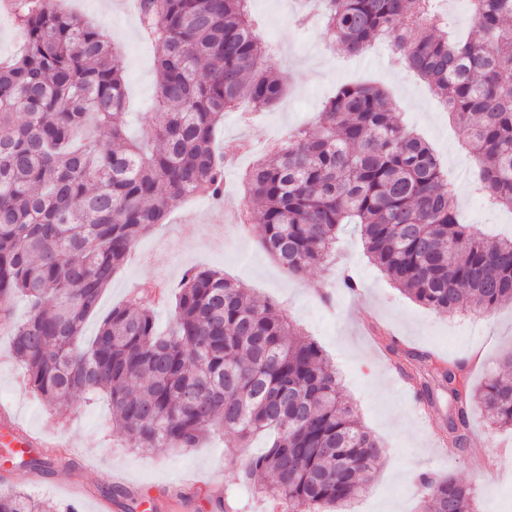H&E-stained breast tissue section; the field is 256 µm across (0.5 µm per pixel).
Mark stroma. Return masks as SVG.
<instances>
[{
    "mask_svg": "<svg viewBox=\"0 0 512 512\" xmlns=\"http://www.w3.org/2000/svg\"><path fill=\"white\" fill-rule=\"evenodd\" d=\"M63 8L83 17L104 19V33L124 63L131 136L147 130L156 87L155 45L141 39L129 0H63ZM298 0H250V10L269 49V66L281 75L286 92L264 112L241 104L227 112L216 132L215 147L229 165L224 199L193 197L172 204L164 223L138 240L140 264L120 267L85 323V337L97 333L113 307L124 304L147 280L168 283L163 300L152 301L159 330L170 326L177 287L192 269H218L248 296L281 309L314 339L341 375V396L361 422L382 442L386 453L372 488L354 512H418L413 478L421 472L454 477L475 490L478 512H512V467L501 455L512 450V430L471 419L469 447L461 451L439 441L436 429L451 409L447 393L435 408L420 414L416 400L404 394L389 361L368 331L377 324L401 344L430 351L461 366L470 388L483 386L512 352V305L484 317L461 308L446 315L413 301L373 265L359 231L346 225L339 234V257L296 276L264 249L258 219L248 229L218 222L221 205L240 206L241 177L254 159L283 143L290 131L314 126L323 102L340 83L383 88L406 125L418 133L455 182L454 204L464 223L485 235H512V211L486 206L471 190L475 163L447 110L428 84L404 74L375 42L371 52L349 57L330 52L332 36L321 18L309 29L290 21ZM350 269L361 288L340 286L341 269ZM11 338L0 333V408L13 421L38 434L73 464L37 475L0 449V478L21 491L52 501L65 512H95L106 474L120 475L130 498L112 501L109 512H224V494L233 492L234 512H267V503L240 486L224 464V444L214 439L200 447L136 452L116 446L118 431L105 396L74 399L63 417L50 416L23 382L24 369L10 354Z\"/></svg>",
    "mask_w": 512,
    "mask_h": 512,
    "instance_id": "1",
    "label": "stroma"
}]
</instances>
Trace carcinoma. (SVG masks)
Returning <instances> with one entry per match:
<instances>
[{"label":"carcinoma","mask_w":512,"mask_h":512,"mask_svg":"<svg viewBox=\"0 0 512 512\" xmlns=\"http://www.w3.org/2000/svg\"><path fill=\"white\" fill-rule=\"evenodd\" d=\"M141 34L158 49L148 131H126L122 67L102 31L56 0H13L24 50L0 65V326L26 384L54 415L104 393L142 451L194 448L216 431L240 484L282 512H352L385 453L339 399L321 347L270 303L248 298L217 270L188 272L172 329L157 332L141 294L115 307L82 342L87 317L136 241L176 200L218 198L224 157L214 145L224 113L246 99L277 104L284 82L264 65L250 0H137ZM443 0H326L333 50L358 57L391 45L455 119L479 175L476 193L512 209V0H470L469 30L448 28ZM265 250L295 275L330 261L344 224L360 229L371 261L416 302L490 315L512 304V237L462 223L432 149L374 86L344 83L318 113L246 173ZM24 298L27 319L9 303ZM385 350L433 405L448 392L445 432L461 451L469 418L512 429V378L473 390L459 367L429 353ZM268 438L245 462L235 448ZM58 457L23 465L45 473ZM423 512H476L472 489L451 476L415 479ZM0 512H56L0 487Z\"/></svg>","instance_id":"carcinoma-1"}]
</instances>
